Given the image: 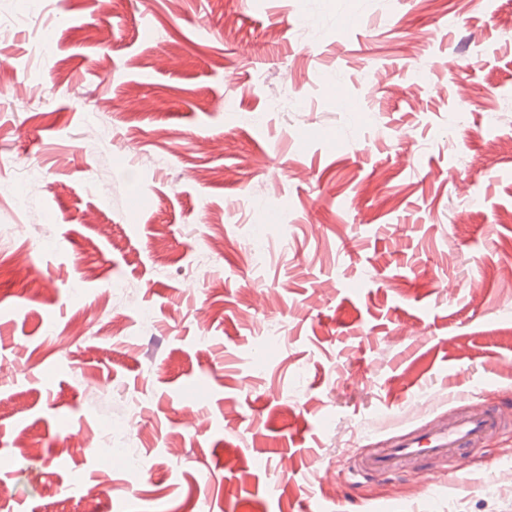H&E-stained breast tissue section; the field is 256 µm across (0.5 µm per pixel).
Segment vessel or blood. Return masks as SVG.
Returning <instances> with one entry per match:
<instances>
[{"instance_id": "1", "label": "vessel or blood", "mask_w": 512, "mask_h": 512, "mask_svg": "<svg viewBox=\"0 0 512 512\" xmlns=\"http://www.w3.org/2000/svg\"><path fill=\"white\" fill-rule=\"evenodd\" d=\"M510 426L512 405L469 397L457 412L406 430L380 447L356 449L351 472L366 478L409 473L429 490L461 470L489 437Z\"/></svg>"}]
</instances>
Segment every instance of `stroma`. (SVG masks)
I'll return each instance as SVG.
<instances>
[{
	"mask_svg": "<svg viewBox=\"0 0 512 512\" xmlns=\"http://www.w3.org/2000/svg\"><path fill=\"white\" fill-rule=\"evenodd\" d=\"M510 17L0 0V512H512V428L431 492L345 475L512 399Z\"/></svg>",
	"mask_w": 512,
	"mask_h": 512,
	"instance_id": "stroma-1",
	"label": "stroma"
}]
</instances>
